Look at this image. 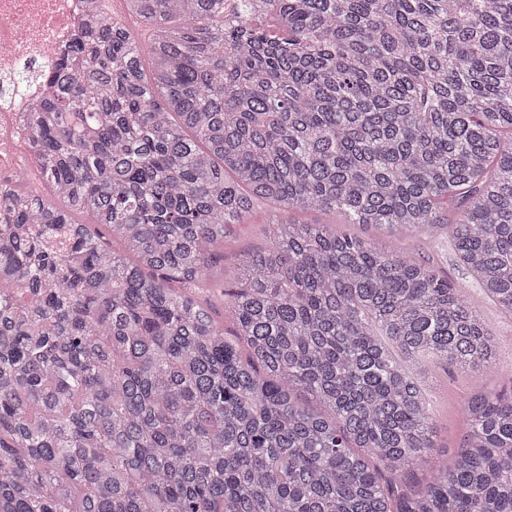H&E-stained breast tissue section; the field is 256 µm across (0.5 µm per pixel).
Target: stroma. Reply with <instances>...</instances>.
Returning <instances> with one entry per match:
<instances>
[{"label": "stroma", "mask_w": 512, "mask_h": 512, "mask_svg": "<svg viewBox=\"0 0 512 512\" xmlns=\"http://www.w3.org/2000/svg\"><path fill=\"white\" fill-rule=\"evenodd\" d=\"M268 217L265 210L252 212L244 223L230 227L224 238V283L233 285L240 275V263L247 253L269 247ZM342 232L361 238L378 247H393L430 259L437 271L460 288L496 338V355L492 365L459 366L442 360L430 362L422 381L430 409V427L434 446L424 461L415 468L417 480L426 479L434 466L446 464L460 447L468 430V422L460 405L476 390L497 392L500 369L512 366V315L477 288L458 262L448 225L416 235L389 239L379 230L359 224H345Z\"/></svg>", "instance_id": "stroma-1"}]
</instances>
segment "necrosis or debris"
<instances>
[{"label": "necrosis or debris", "instance_id": "1", "mask_svg": "<svg viewBox=\"0 0 512 512\" xmlns=\"http://www.w3.org/2000/svg\"><path fill=\"white\" fill-rule=\"evenodd\" d=\"M83 0H0V183L31 172L23 114L45 98V72L80 27Z\"/></svg>", "mask_w": 512, "mask_h": 512}]
</instances>
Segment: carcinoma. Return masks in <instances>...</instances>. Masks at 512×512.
<instances>
[{
    "instance_id": "1",
    "label": "carcinoma",
    "mask_w": 512,
    "mask_h": 512,
    "mask_svg": "<svg viewBox=\"0 0 512 512\" xmlns=\"http://www.w3.org/2000/svg\"><path fill=\"white\" fill-rule=\"evenodd\" d=\"M84 2L28 116L65 208L0 184V512H512L506 376L464 403L453 467L405 487L428 360L495 357L474 308L410 254L282 219L448 223L512 313V0H235L234 25L224 0H123L145 41ZM259 205L271 245L226 293ZM264 209H256L244 224H234L224 237V290L240 275V263L247 253L270 246L269 225Z\"/></svg>"
}]
</instances>
